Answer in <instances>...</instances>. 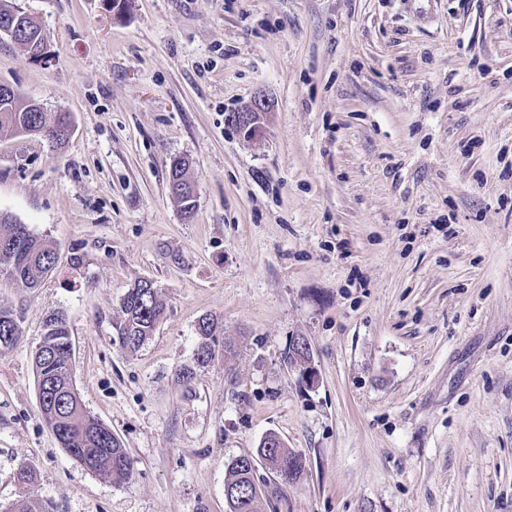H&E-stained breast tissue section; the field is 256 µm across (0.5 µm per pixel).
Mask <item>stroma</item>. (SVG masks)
Instances as JSON below:
<instances>
[{
    "label": "stroma",
    "mask_w": 512,
    "mask_h": 512,
    "mask_svg": "<svg viewBox=\"0 0 512 512\" xmlns=\"http://www.w3.org/2000/svg\"><path fill=\"white\" fill-rule=\"evenodd\" d=\"M8 2L49 58L0 39V84L75 129L0 136V213L56 253L39 288L0 287L22 330L0 354V512L23 465L53 512H225L228 466L271 432L307 466L275 512H512V0ZM261 93L248 140L225 116ZM141 279L166 313L130 352L115 325ZM56 311L128 484L41 416ZM205 315L233 351L187 388ZM189 165V160L186 158H178L172 162L169 173V186L172 194L181 204L182 213L192 216L195 208V199L192 197V183L188 177ZM301 337L304 336L291 337L283 354L288 363V355L290 353L292 361L294 359L295 361L288 364L298 367L303 382L308 387H313L318 383V372L314 364L313 348L307 337H304L306 342H304Z\"/></svg>",
    "instance_id": "stroma-1"
}]
</instances>
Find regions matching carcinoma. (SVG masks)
I'll return each instance as SVG.
<instances>
[{
  "mask_svg": "<svg viewBox=\"0 0 512 512\" xmlns=\"http://www.w3.org/2000/svg\"><path fill=\"white\" fill-rule=\"evenodd\" d=\"M18 8L0 0V27L19 22L20 32L14 38L24 52H30V41L40 34L41 26L30 16L17 18ZM73 118L68 112L48 113L24 99L18 93L0 91V133L27 137L32 131L62 146L68 140ZM189 160L178 158L170 167L169 186L181 204L184 214H193L195 199L192 197L188 177ZM56 264L53 249L34 235L27 225L19 224L7 215L0 214V285L21 284L29 289L39 287ZM122 318L117 323L121 346L128 351L141 348L153 335L165 313V303L154 284L138 280L126 291L121 302ZM22 335L19 322L12 310L0 306V353L12 349ZM198 342L193 365L178 372V378L187 388L191 387L197 371L208 367L215 359L216 347L230 351L228 344H219L223 327L210 315L199 319ZM73 341L63 313H53L46 320L45 333L34 355L36 381L51 385L49 402L41 410L46 425L51 429L59 446L79 464L88 461L92 472L114 485L126 484L134 476V462L112 430L84 407L71 378ZM254 457L266 460L269 470L280 474L281 487L288 486V477L300 481L306 472L303 456L286 446L257 448ZM33 479V471L23 467L16 473L19 485L17 498L9 512H36L26 497L24 488ZM224 492L228 512H263L266 505L280 493V487L267 495L261 492L255 471L246 459L234 460L227 469Z\"/></svg>",
  "mask_w": 512,
  "mask_h": 512,
  "instance_id": "obj_1",
  "label": "carcinoma"
}]
</instances>
